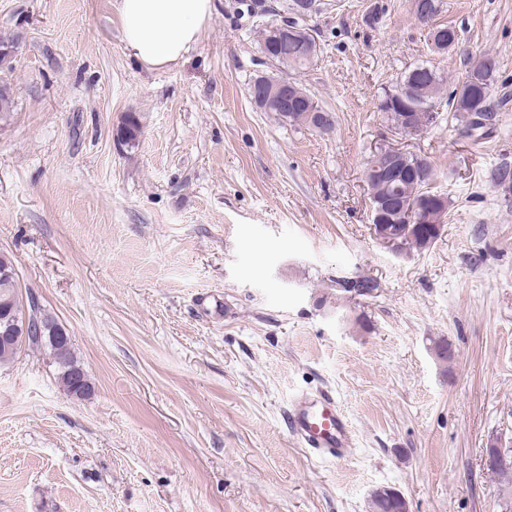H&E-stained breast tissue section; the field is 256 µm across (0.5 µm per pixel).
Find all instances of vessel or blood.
<instances>
[{
	"label": "vessel or blood",
	"mask_w": 512,
	"mask_h": 512,
	"mask_svg": "<svg viewBox=\"0 0 512 512\" xmlns=\"http://www.w3.org/2000/svg\"><path fill=\"white\" fill-rule=\"evenodd\" d=\"M287 425L302 447L320 458H345L353 445L350 422L327 391L298 396L288 408Z\"/></svg>",
	"instance_id": "obj_1"
}]
</instances>
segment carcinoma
<instances>
[{
	"instance_id": "1",
	"label": "carcinoma",
	"mask_w": 512,
	"mask_h": 512,
	"mask_svg": "<svg viewBox=\"0 0 512 512\" xmlns=\"http://www.w3.org/2000/svg\"><path fill=\"white\" fill-rule=\"evenodd\" d=\"M268 28L258 31V42L263 53L275 56L285 67H303L309 64L317 55V49L306 43L294 39H281L275 43L269 41ZM429 40L437 50H448L458 43V34L451 25H438L429 32ZM498 72L496 56L486 53L471 62L452 91L445 89L444 80L431 67L417 65L405 73L397 88L387 93L380 101L379 110L386 113L389 120L401 125V118L407 112H423L428 121L436 119L438 108L447 106L448 111L455 114L461 122L463 133L470 135L483 126L482 120L490 117L492 112L491 96L494 91ZM322 108L311 98L291 110L284 123L291 126L309 125V114L320 112ZM141 126L138 117L129 113L123 124L117 129L116 140L122 146L132 147L136 144ZM427 181L412 175L398 181V184L386 186L380 182L369 185L370 197L377 200L386 196L406 198H421L430 181L434 179V170L428 166L425 169ZM390 227L402 231L399 238L400 249H426L430 247L438 234L431 233L427 224H400L398 216L391 215ZM34 313L33 308H24L23 300L19 296L16 282V272L11 256L0 252V319L4 315L16 325H23L24 313ZM37 331L27 340L29 346H42L49 351L53 364L56 365L57 378L65 391H70L72 379L59 366V360L66 359L76 362L73 352L66 344L58 346L46 342V339L36 337ZM370 512H406V504L400 494L392 489H382L372 495Z\"/></svg>"
}]
</instances>
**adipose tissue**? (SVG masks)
<instances>
[{
	"mask_svg": "<svg viewBox=\"0 0 512 512\" xmlns=\"http://www.w3.org/2000/svg\"><path fill=\"white\" fill-rule=\"evenodd\" d=\"M214 11V0H118L125 47L151 70L180 62Z\"/></svg>",
	"mask_w": 512,
	"mask_h": 512,
	"instance_id": "ef3b65f1",
	"label": "adipose tissue"
}]
</instances>
